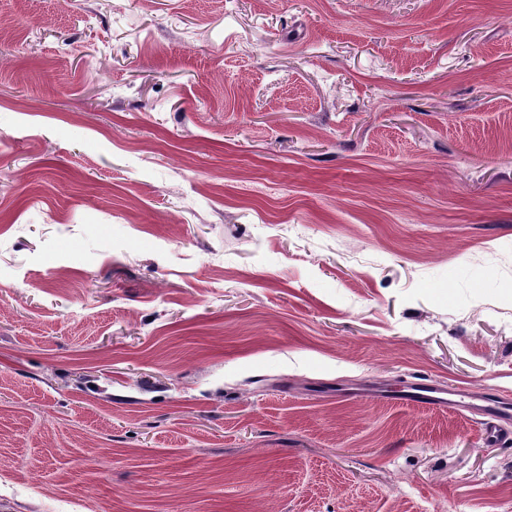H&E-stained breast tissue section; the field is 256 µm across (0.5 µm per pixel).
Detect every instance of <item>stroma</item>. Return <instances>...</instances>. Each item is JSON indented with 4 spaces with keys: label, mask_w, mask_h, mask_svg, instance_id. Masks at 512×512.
I'll return each instance as SVG.
<instances>
[{
    "label": "stroma",
    "mask_w": 512,
    "mask_h": 512,
    "mask_svg": "<svg viewBox=\"0 0 512 512\" xmlns=\"http://www.w3.org/2000/svg\"><path fill=\"white\" fill-rule=\"evenodd\" d=\"M0 17V512H512V0ZM444 392L425 379L405 385L401 390L376 391L371 396L395 404L412 405L424 409H446L455 406V402L441 396ZM482 413L487 419V438L496 444L509 447L512 444V434L501 428V422L510 411L511 402L508 399H484Z\"/></svg>",
    "instance_id": "1"
}]
</instances>
